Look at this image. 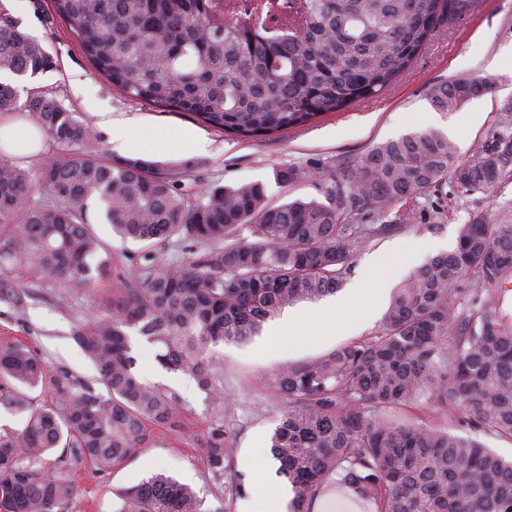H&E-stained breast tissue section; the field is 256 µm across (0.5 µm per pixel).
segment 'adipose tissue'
Returning a JSON list of instances; mask_svg holds the SVG:
<instances>
[{
	"mask_svg": "<svg viewBox=\"0 0 512 512\" xmlns=\"http://www.w3.org/2000/svg\"><path fill=\"white\" fill-rule=\"evenodd\" d=\"M99 126L110 131L112 150L122 154H143L161 147L174 153H200L207 143L192 130L172 129L160 133L148 131L134 118H113L111 113L97 115ZM42 134L18 118L0 119V153L15 157L36 154L42 148ZM382 289L366 277L346 293L325 298L300 310L282 314L271 332L275 341H295L299 324H306L321 335L346 336L353 321L372 318L382 304ZM253 476L249 496L239 504V512H289L295 497L291 486L274 483L273 460L253 449Z\"/></svg>",
	"mask_w": 512,
	"mask_h": 512,
	"instance_id": "1",
	"label": "adipose tissue"
}]
</instances>
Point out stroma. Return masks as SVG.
<instances>
[{"instance_id":"35a3bbf8","label":"stroma","mask_w":512,"mask_h":512,"mask_svg":"<svg viewBox=\"0 0 512 512\" xmlns=\"http://www.w3.org/2000/svg\"><path fill=\"white\" fill-rule=\"evenodd\" d=\"M23 26L41 41L53 57L54 69L30 78H14L19 102L32 89L41 88L64 108L88 124H96L97 112L116 118H135L150 130L189 128L208 141L205 153L178 156L162 151L143 155L151 172L179 171L188 192L207 186L235 187L259 181L265 184L267 201L279 205L294 199H322L313 182L281 185L276 169L286 165L310 166L325 173L343 174L374 146L412 131H437L451 140L459 160L472 158L477 148L490 142L500 129V108L512 100V0H479L475 12L442 27L425 46L411 70L380 95L331 112L316 122L290 129L272 138L244 140L208 126L193 113L165 111L126 97L91 67L67 25L55 13L51 0H26L18 10ZM465 76L493 79L491 92L472 99L459 111L442 113L429 100L432 85ZM480 113L470 123V113ZM512 212V175L490 193H476L461 205L446 206L436 226H414L374 242L354 262L350 277L361 278L369 260L388 256L386 288H394L426 260L425 255H394L398 244L417 240H452L459 224L471 212L485 213L496 221L502 211ZM88 218L98 238L112 256L108 274L88 285L61 286L39 275L0 274V286L25 288L31 297L17 308L0 303V345L21 340L48 360L51 368L65 369L87 381L97 373L72 339L74 331L97 315L116 297L122 285L135 279L143 244L123 241L104 223L97 203L88 206ZM295 348L269 345L267 335L246 344L224 343L215 354L224 361L222 409L238 448L259 446L262 436L275 429L287 399L274 387L276 372L286 365H300L328 354L340 337L316 336L300 330ZM133 354L140 377L176 392L183 404V428L178 432L155 430L152 441L138 449L129 461L110 474L97 473L90 463L70 460L68 469L76 487L69 512H112L118 489L134 485L151 473L164 471L188 482L203 501L205 512H236L238 496L221 493L211 485L204 467L200 441L213 415L214 405L196 382L180 373L158 367L155 349L139 335H132ZM401 416L453 434L471 430L460 410L435 411L427 403L403 406Z\"/></svg>"}]
</instances>
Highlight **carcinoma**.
Returning <instances> with one entry per match:
<instances>
[{"label":"carcinoma","instance_id":"1","mask_svg":"<svg viewBox=\"0 0 512 512\" xmlns=\"http://www.w3.org/2000/svg\"><path fill=\"white\" fill-rule=\"evenodd\" d=\"M94 70L127 97L192 112L245 139L270 138L381 94L406 74L436 32L474 12L477 0H291L288 27L272 36L224 19L222 0H52ZM51 55L0 0V72L35 77ZM490 88L483 77L433 85L439 112H454ZM0 81V114L17 110ZM29 123L62 148L31 171L0 160V265L63 284L104 276L111 258L90 227L88 201L123 238L147 244L128 287L73 340L105 391L53 370L24 342L0 346V409L22 419L0 427V512H58L76 496L58 448L108 473L147 444L157 427L179 426V396L144 382L130 339L156 349L158 365L190 376L215 405L223 363L213 349L244 343L286 308L338 291L356 255L410 227L368 224L366 215L405 205L451 183L458 196L498 186L512 166V101L495 144L460 162L434 132L378 144L341 179L285 166L278 182H320L324 200L266 202L260 182L188 194L178 173L143 162L112 165L88 148L96 131L41 90L25 104ZM48 198L33 200L36 188ZM250 223L251 239L236 228ZM176 243L191 255L164 265L152 253ZM512 220L475 214L456 246L400 283L374 331L327 355L279 370L288 408L270 437L293 512H311L324 481L349 489L376 512H512V460L474 438L402 418L424 400L454 406L477 428L512 440ZM214 488L236 451L217 416L202 440ZM113 512H204L188 485L153 473L118 493Z\"/></svg>","mask_w":512,"mask_h":512}]
</instances>
